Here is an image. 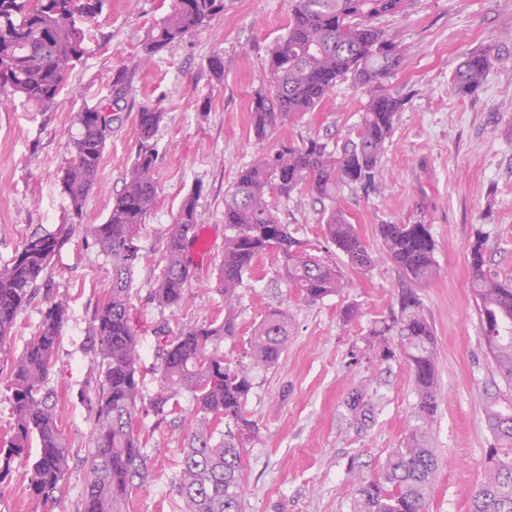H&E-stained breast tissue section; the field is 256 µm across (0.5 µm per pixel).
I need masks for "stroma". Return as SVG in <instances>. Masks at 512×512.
Masks as SVG:
<instances>
[{
    "instance_id": "1",
    "label": "stroma",
    "mask_w": 512,
    "mask_h": 512,
    "mask_svg": "<svg viewBox=\"0 0 512 512\" xmlns=\"http://www.w3.org/2000/svg\"><path fill=\"white\" fill-rule=\"evenodd\" d=\"M290 0H224L210 25L156 54L136 69L150 29L165 14L161 0H109L90 22L87 52L68 87L47 108L23 98L0 102V266L35 234L64 223L68 200L61 168L80 133L76 114L96 105L123 78L128 94L112 115L99 185L82 222L22 308L0 367L18 357L38 330L50 301L69 305L49 376L56 416L70 451L69 471L53 501L29 494L28 465L16 462L0 484V512H80L92 421L83 393L95 374L94 313L110 278L111 261L87 239L85 225L102 223L138 149L137 116L143 104L164 118L154 142L157 196L136 244L141 260L132 283L131 312L145 367L157 362L156 329L202 325L224 316L216 273L224 255V195L239 169L279 139H336L359 119L366 96L337 85L318 111L257 139L250 123L255 92L265 83L269 49L288 26ZM405 49L386 80L406 96L370 197L344 193L342 205L375 256L366 273L352 269L334 246L324 245L321 206L296 195L279 210L298 238L343 272L346 288L322 300L303 299L278 275L275 255H264L246 275L238 303L239 334L221 343L228 363L247 347L254 324L273 308L287 309L291 331L279 363L259 372L246 412L259 433L243 451L245 512H353L359 481L377 474L414 422L416 393L402 356L380 360L366 351L371 328L389 321L405 279L383 253L376 234L385 222L430 225L438 276L420 288L436 344L439 407L426 430L437 467L428 512H468L472 490L489 475L493 438L486 410L493 394L511 387L497 372L482 338L467 248L477 232L487 237L490 272L512 278V0H408L403 11L380 17ZM494 46L499 54L482 89L460 98L453 75L467 53ZM224 60V80L212 79L208 60ZM197 198L199 230L213 241L205 270L178 312L158 306L153 290L165 264L166 233L183 198ZM353 318H346L347 310ZM371 395L370 419L354 421L345 400L359 384ZM181 417L143 419L148 474L132 496L130 512H179L173 478L193 414L190 392L179 396Z\"/></svg>"
}]
</instances>
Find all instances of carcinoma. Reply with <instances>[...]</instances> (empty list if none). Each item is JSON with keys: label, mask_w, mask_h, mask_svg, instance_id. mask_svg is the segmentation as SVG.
<instances>
[{"label": "carcinoma", "mask_w": 512, "mask_h": 512, "mask_svg": "<svg viewBox=\"0 0 512 512\" xmlns=\"http://www.w3.org/2000/svg\"><path fill=\"white\" fill-rule=\"evenodd\" d=\"M108 0H0V67L8 72L0 95H18L48 107L65 89L71 70L86 54L87 21L101 14ZM406 0H292L287 33L269 50L266 87L255 94L251 126L264 139L277 128L316 111L337 85L349 82L367 102L353 136L340 147L317 137L300 144L279 142L278 148L243 165L224 196V257L216 275L224 297V318L189 326L157 337L159 362L152 369L157 390L146 398L139 337L130 315L132 274L141 256L135 244L154 207L157 154L154 133L164 113L152 105L138 112L139 148L121 192L101 224L87 231L112 263V279L94 316L97 344L96 385L84 394L93 421L92 448L85 456L86 485L81 512H127L134 480L143 479L147 456L141 434L145 413L161 423L176 413L177 397L192 394L194 417L187 433L180 471L174 484L182 512H243V444L257 427L244 414L254 375L275 367L290 334L288 310L269 311L253 326L243 360L232 366L218 345L237 336V304L244 275L262 256L277 255L279 273L289 287L310 302L346 287L343 274L312 254L307 243L284 223L274 198L308 195L323 206V238L334 245L352 268L366 272L375 264L367 242L341 205L348 187L364 197L378 191L376 178L404 98L384 83L401 64L404 49L397 35L378 27L381 16L400 12ZM224 10V0H171L168 11L152 26L141 45L137 65L145 66L167 45L208 25ZM498 54L486 47L466 54L453 78V91L476 94ZM112 99L105 98L78 113L81 128L65 161L62 186L70 213L83 214L98 183L107 140L112 135ZM74 225L62 224L55 234L33 235L11 263L0 267V345L12 335L21 308L30 301L37 281L56 252L70 239ZM197 203L188 194L169 228L166 264L153 290L159 306L177 312L199 280L188 260L196 240ZM386 257L409 286L398 296V314L370 331L367 346L382 357L395 356L388 337H397L409 362L417 402L415 424L403 447L393 451L380 474L356 488L354 512H426L436 469L434 450L425 433L438 409L434 333L418 288L436 278L435 241L430 225L394 222L377 225ZM486 240L480 233L468 246L472 290L488 354L512 384V279L486 270ZM68 306L52 303L33 340L7 373L14 420L7 447L0 448V482L16 458L37 452L29 472L32 497L53 499L68 470L69 450L59 428L48 390L56 348L67 320ZM354 420L369 418L365 390L346 400ZM494 476L470 499V512H512V400L494 399L487 410Z\"/></svg>", "instance_id": "1"}]
</instances>
